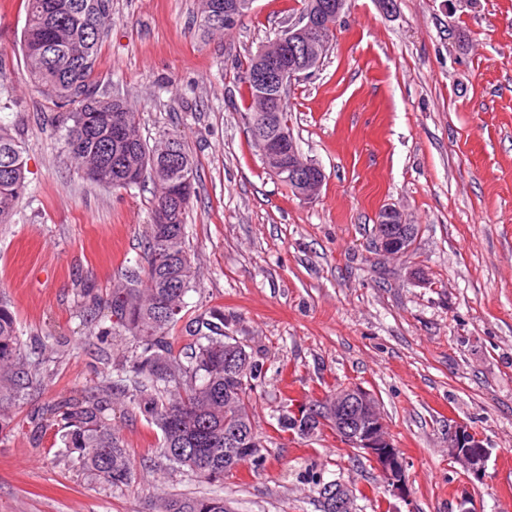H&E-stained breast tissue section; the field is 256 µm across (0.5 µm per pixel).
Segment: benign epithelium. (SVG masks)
Here are the masks:
<instances>
[{
	"mask_svg": "<svg viewBox=\"0 0 512 512\" xmlns=\"http://www.w3.org/2000/svg\"><path fill=\"white\" fill-rule=\"evenodd\" d=\"M347 0H320L298 18L276 39L278 51L270 54L262 50L251 71V82L265 90H288L293 80L310 73L326 55L328 43L325 28L333 27ZM252 0H224V11H213L209 20L236 19L249 11ZM263 159H272L275 166L269 172L280 180L294 184L296 195L303 200L313 199L323 187L325 173L322 167L302 158L294 139L257 138ZM420 229L406 222L397 207L382 209L374 225L376 248L386 255H397L408 250L419 236ZM320 421L335 427L336 437L348 448L367 458L383 478L385 492L407 503L410 491L405 476V460L394 447L385 419L373 394L361 386L337 389L320 399ZM448 447L453 458L473 476L485 470L488 448L483 439L464 423L448 428ZM322 500L336 505L338 512H354L352 488L343 482L321 489Z\"/></svg>",
	"mask_w": 512,
	"mask_h": 512,
	"instance_id": "7a95c632",
	"label": "benign epithelium"
}]
</instances>
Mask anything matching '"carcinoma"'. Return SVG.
Listing matches in <instances>:
<instances>
[{
  "label": "carcinoma",
  "mask_w": 512,
  "mask_h": 512,
  "mask_svg": "<svg viewBox=\"0 0 512 512\" xmlns=\"http://www.w3.org/2000/svg\"><path fill=\"white\" fill-rule=\"evenodd\" d=\"M25 21L20 45L30 82L64 110L65 146L91 181L114 189L152 184L151 217L164 213L162 227L151 224L146 269L130 270L113 284L107 319L95 303L86 316L101 343L130 341L116 372L102 377L93 390H76L47 412L61 431V447L76 456L91 478L115 489L134 480V463L112 430L107 414L121 404L161 433L160 453L176 468L208 482L258 459L224 454V432L240 431L241 445L263 439L249 419L255 382L263 364L246 345L224 333V312L195 322L197 343L177 353L170 332L182 320L184 297L195 271L185 242V215L195 194L194 162L183 137L165 133L148 147L139 134L136 113L122 99L99 94L92 82L100 40L112 24V0H23ZM246 113L250 136L265 128L291 134L288 101L277 112L256 111L255 88L249 87ZM27 161L12 128L0 123V224L14 216L28 188ZM235 355L246 363L233 379L224 360ZM41 384L29 370L10 302L0 298V406L21 391ZM315 401L288 408L277 429L298 435L320 432L309 416ZM156 512H230L224 499L207 496H161Z\"/></svg>",
  "instance_id": "carcinoma-1"
}]
</instances>
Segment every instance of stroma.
<instances>
[{
    "label": "stroma",
    "instance_id": "35a3bbf8",
    "mask_svg": "<svg viewBox=\"0 0 512 512\" xmlns=\"http://www.w3.org/2000/svg\"><path fill=\"white\" fill-rule=\"evenodd\" d=\"M199 0H112L92 80L127 101L147 141L179 132L196 164L186 245L197 276L186 321L219 308L263 361L252 394L263 458L211 484L173 468L159 430L115 408L136 466L115 490L92 480L42 431L48 404L95 387L106 370L86 296L146 267L148 189L88 181L68 154L60 110L23 65L20 0H0V64L16 102L28 190L0 224V293L43 384L0 408V512H153L156 491L223 498L232 512H319L306 477L357 489V512H512V0H349L328 55L288 96L304 158L322 166L316 199L265 169L247 132L238 67L278 37L299 0H253L235 29L201 37ZM394 206L420 234L405 254L374 246ZM59 344L41 349L40 339ZM347 385L370 390L402 453L409 502L335 434L275 428L286 399ZM470 425L490 450L482 476L448 449Z\"/></svg>",
    "mask_w": 512,
    "mask_h": 512
}]
</instances>
